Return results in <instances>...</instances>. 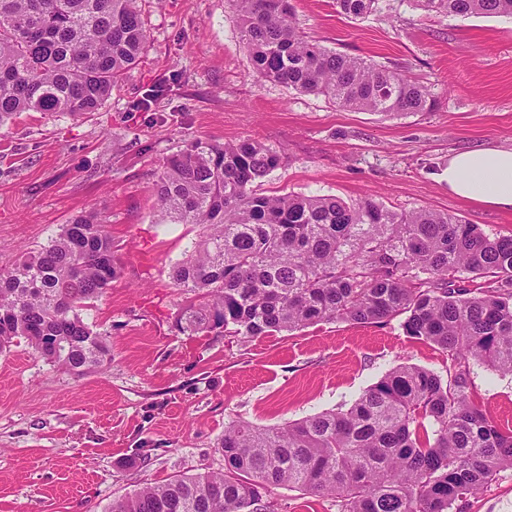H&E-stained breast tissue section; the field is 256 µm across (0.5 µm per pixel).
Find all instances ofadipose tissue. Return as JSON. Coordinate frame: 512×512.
Wrapping results in <instances>:
<instances>
[{"mask_svg": "<svg viewBox=\"0 0 512 512\" xmlns=\"http://www.w3.org/2000/svg\"><path fill=\"white\" fill-rule=\"evenodd\" d=\"M445 180L450 195L512 212V146L484 147L449 155Z\"/></svg>", "mask_w": 512, "mask_h": 512, "instance_id": "1", "label": "adipose tissue"}]
</instances>
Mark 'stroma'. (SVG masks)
<instances>
[{
	"label": "stroma",
	"mask_w": 512,
	"mask_h": 512,
	"mask_svg": "<svg viewBox=\"0 0 512 512\" xmlns=\"http://www.w3.org/2000/svg\"><path fill=\"white\" fill-rule=\"evenodd\" d=\"M291 4L320 44L427 86L431 110L389 119L258 82L227 0H142L148 51L99 112H23L0 129V268L90 209L105 216L122 264L82 313L111 364L77 378L22 341L0 354V512H106L146 485L223 472L230 422L272 427L350 406L401 364L444 373L446 352L395 320L258 338L176 326L190 297L170 272L200 229L159 223L153 183L193 140L280 151L263 195L369 196L512 235V212L450 195L442 175L450 154L512 146V16L428 18L411 0H382L381 13L355 20L335 0ZM470 377L475 403L512 429V375L474 362ZM265 500L268 512H336L331 498L285 487ZM461 512H512V469Z\"/></svg>",
	"instance_id": "1"
}]
</instances>
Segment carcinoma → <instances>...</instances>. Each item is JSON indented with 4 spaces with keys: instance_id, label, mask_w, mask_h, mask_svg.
<instances>
[{
    "instance_id": "carcinoma-1",
    "label": "carcinoma",
    "mask_w": 512,
    "mask_h": 512,
    "mask_svg": "<svg viewBox=\"0 0 512 512\" xmlns=\"http://www.w3.org/2000/svg\"><path fill=\"white\" fill-rule=\"evenodd\" d=\"M381 0H336L365 19ZM427 17L512 16V0H413ZM260 82L395 117L431 108L401 72L307 36L290 0H228ZM149 41L138 0H0V128L21 112L99 111ZM281 154L253 139L195 140L164 159L154 183L162 219L202 228L172 269L193 295L184 332L260 337L321 322L387 323L448 353L443 377L416 365L384 374L346 409L261 428L224 426V472L174 478L109 512H266L286 486L336 500L337 512H453L512 468V430L471 400L470 361L512 374V235L430 209L373 198L262 195ZM94 210L0 269V353L23 339L77 377L112 361L81 317L122 271Z\"/></svg>"
}]
</instances>
